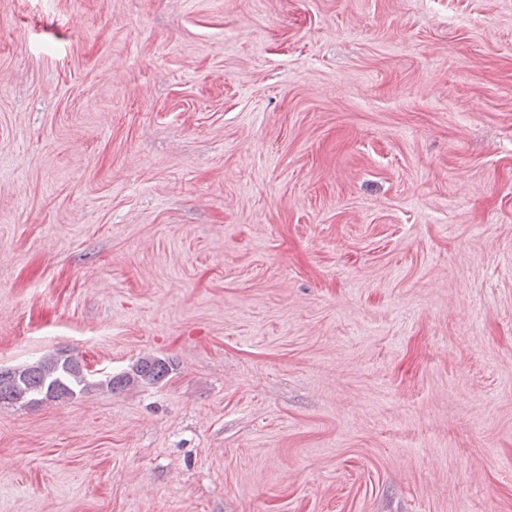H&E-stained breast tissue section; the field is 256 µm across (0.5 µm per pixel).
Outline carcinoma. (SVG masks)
<instances>
[{
	"mask_svg": "<svg viewBox=\"0 0 512 512\" xmlns=\"http://www.w3.org/2000/svg\"><path fill=\"white\" fill-rule=\"evenodd\" d=\"M171 370V363L146 356L129 370L117 375L96 378L78 358L64 352L44 356L37 361L15 368H0L9 376L10 384H0L2 404H40L66 401L97 391L110 392L129 387L156 385Z\"/></svg>",
	"mask_w": 512,
	"mask_h": 512,
	"instance_id": "carcinoma-1",
	"label": "carcinoma"
}]
</instances>
